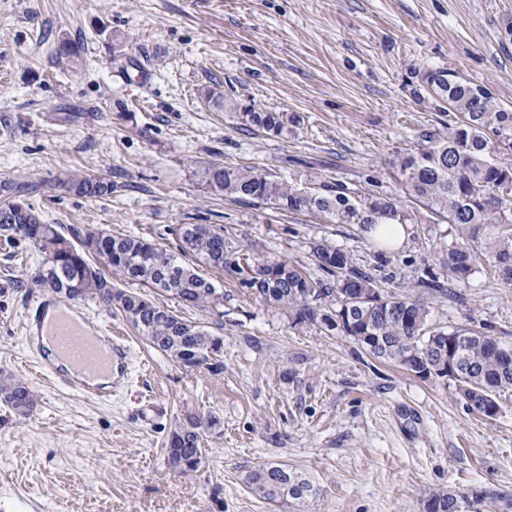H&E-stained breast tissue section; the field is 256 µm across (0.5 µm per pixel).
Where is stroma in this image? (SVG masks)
Segmentation results:
<instances>
[{
	"label": "stroma",
	"instance_id": "35a3bbf8",
	"mask_svg": "<svg viewBox=\"0 0 512 512\" xmlns=\"http://www.w3.org/2000/svg\"><path fill=\"white\" fill-rule=\"evenodd\" d=\"M508 20L512 0H0V183L42 182L31 203L46 223L146 237L174 253L172 227L212 224L250 256L312 274L311 248L323 240L383 288L413 296L454 239L396 166L449 119L420 75L451 70L512 107ZM63 41L79 56H58ZM210 87L288 113V136L242 129L205 99ZM214 164L390 197L410 218L405 237L379 258L357 225L225 197L201 180ZM69 174L119 188L93 200L50 190ZM40 261L31 245L0 238V378L36 396L24 415L0 402V512H425L439 488H493L502 498L483 512H512V392L499 396L496 418L471 413L453 383L295 324L187 255L223 289L222 313L149 296L223 337V373L184 368L118 309L90 301L130 347L111 397L95 402L40 376L24 342L22 321L43 294L30 284ZM462 293L428 298L431 323L471 316L512 345V285L481 264ZM191 414L219 424L203 431L202 462L184 476L165 448ZM270 463L306 476L312 496L252 494L247 473Z\"/></svg>",
	"mask_w": 512,
	"mask_h": 512
}]
</instances>
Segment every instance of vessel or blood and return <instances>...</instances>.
<instances>
[{"label":"vessel or blood","instance_id":"obj_1","mask_svg":"<svg viewBox=\"0 0 512 512\" xmlns=\"http://www.w3.org/2000/svg\"><path fill=\"white\" fill-rule=\"evenodd\" d=\"M25 342L36 348L43 340H51L61 354L62 363L38 361V369L47 371L60 382L75 387L86 396L95 395V388L70 376L66 365H73L87 374L108 372L113 362L126 359L122 337L105 332L102 324L93 321L82 307L50 296L35 303L25 320Z\"/></svg>","mask_w":512,"mask_h":512}]
</instances>
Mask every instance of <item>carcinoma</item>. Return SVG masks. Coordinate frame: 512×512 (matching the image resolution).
<instances>
[{
  "instance_id": "1",
  "label": "carcinoma",
  "mask_w": 512,
  "mask_h": 512,
  "mask_svg": "<svg viewBox=\"0 0 512 512\" xmlns=\"http://www.w3.org/2000/svg\"><path fill=\"white\" fill-rule=\"evenodd\" d=\"M421 81L430 95L448 105L454 115L448 126L421 135L417 147L398 161L408 190L424 200L432 213L454 227L455 240L440 259L443 272L427 269L415 287L425 294L448 296L468 283L475 266L490 262L501 278L512 283V108L501 106L488 89L447 69H429ZM206 99L233 112L246 127L274 136L288 132L285 112L263 111L227 99L209 88ZM211 188L238 202H262L289 212H309L331 224H355L364 237L378 224H404L408 215L388 197L355 199L344 186L321 185L305 190L280 181L253 166L212 165L201 172ZM42 187L26 183L3 186L13 199L0 203V236L24 240L41 254V265L31 278L37 288L66 295L70 300H95L119 309L126 320L156 350L185 362L207 354L224 343L221 336L192 324L148 298L128 291L115 281L161 289L184 304L205 310L224 306V294L213 283L154 241L102 232L101 242L89 249L93 234L76 247L58 225L44 222L24 196ZM54 188L85 198L110 196L119 185L105 177L59 178ZM180 249L211 267L240 276L243 287L261 301L285 308L298 324L317 325L351 337L373 357L418 373L453 382L467 410L487 419L500 412L497 395L512 390V365L501 361L506 345L484 331L470 327L439 328L429 323L425 298L387 291L374 277L358 271L352 257L327 242L313 246L312 256L324 277L311 278L276 258L256 260L240 252L224 228L212 224L179 227ZM367 300L352 301V292ZM464 340L457 373L446 376L448 342ZM0 400L20 412H29L35 396L20 380L0 379ZM214 416L191 415L177 423L167 446L169 466L180 464L182 473L197 470L202 460L201 429L215 427ZM246 483L260 498L271 502L301 500L313 492L302 474L276 464L251 470ZM501 498L493 489L470 493L468 506H458V492L438 489L425 500V512H474L486 501Z\"/></svg>"
}]
</instances>
